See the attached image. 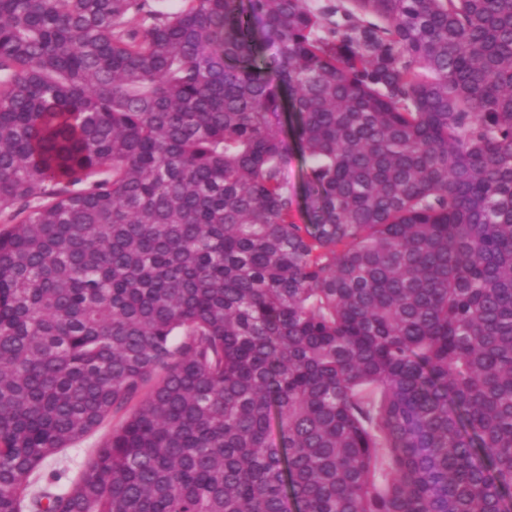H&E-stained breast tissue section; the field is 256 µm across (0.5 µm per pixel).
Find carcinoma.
I'll return each mask as SVG.
<instances>
[{"label":"carcinoma","instance_id":"cac0c4a2","mask_svg":"<svg viewBox=\"0 0 512 512\" xmlns=\"http://www.w3.org/2000/svg\"><path fill=\"white\" fill-rule=\"evenodd\" d=\"M0 224V512H512V0H0ZM122 422V416L116 415L107 418L96 430L84 439L75 443L72 448H67L53 462V466L68 468L69 475H78L95 448L107 441L112 435V430ZM58 464H55L57 463Z\"/></svg>","mask_w":512,"mask_h":512}]
</instances>
